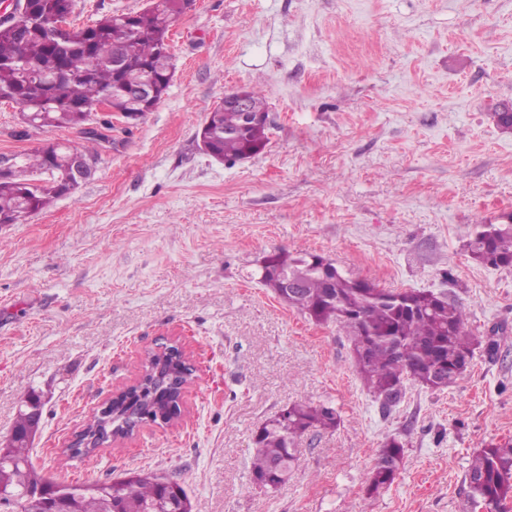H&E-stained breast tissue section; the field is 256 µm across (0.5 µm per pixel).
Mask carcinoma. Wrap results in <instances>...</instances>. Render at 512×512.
Wrapping results in <instances>:
<instances>
[{
    "instance_id": "1",
    "label": "carcinoma",
    "mask_w": 512,
    "mask_h": 512,
    "mask_svg": "<svg viewBox=\"0 0 512 512\" xmlns=\"http://www.w3.org/2000/svg\"><path fill=\"white\" fill-rule=\"evenodd\" d=\"M74 0H27L20 22H0V100L15 103L32 128H77L100 99L107 98L118 112L138 116L152 110L166 92L174 64L168 33L184 13L189 0H149L143 12L106 16L86 27H71L61 42L51 21L68 11ZM148 80L155 95L148 101L127 88ZM210 145L223 161L236 162L261 152L268 137L266 123H249L243 113L216 105L204 119ZM75 155H97L94 148L47 142L17 158L14 169L0 173V224H17L67 193L59 176ZM471 258L485 266L512 267V224H480L468 243ZM321 255L295 254L278 249L269 253L261 281L289 307L317 323H334L351 343L357 372L383 410L397 406L405 382L436 390L453 384L474 355L475 338L467 329L468 312L462 302L440 300L432 292L391 291L342 271L323 274L314 264ZM300 279L298 293L284 291L283 283ZM193 370L183 351L169 345L147 353L139 380L112 398L107 418L94 412L82 435L86 448L66 449L70 458L89 460L117 437L133 433L130 417L163 416L171 421L181 411L183 385ZM30 397L21 405L11 435L0 448V508L40 512L35 491L45 484L72 501L78 512H193L184 487L177 481L144 472L83 491L80 485L58 483L34 469L31 442L40 418L31 412ZM338 425V412L329 403H296L257 429L251 474L254 483L276 488L283 484L295 461L298 441L308 432ZM404 445L388 438L379 449L369 476L367 493L390 486L400 469ZM467 502H484L493 509L512 498V442L477 449L465 473Z\"/></svg>"
}]
</instances>
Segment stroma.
<instances>
[{"mask_svg":"<svg viewBox=\"0 0 512 512\" xmlns=\"http://www.w3.org/2000/svg\"><path fill=\"white\" fill-rule=\"evenodd\" d=\"M145 0H75L72 21ZM175 73L155 108L113 124L94 175L19 224H0V443L40 397L33 462L70 483L153 472L198 512H466L472 453L512 441V267L471 258L476 225L512 214V0H195L169 31ZM268 97L269 142L236 163L197 133L225 93ZM84 143L33 129L0 101V153ZM330 258L388 290L454 296L479 345L452 386L408 387L383 411L351 344L260 283L276 249ZM178 342L197 368L180 418L63 451L146 354ZM331 402L288 482L257 486L253 437L294 403ZM404 444L390 487L367 479ZM404 445L396 437L388 438L379 449L376 462L369 476L367 493L372 495L390 486L400 469Z\"/></svg>","mask_w":512,"mask_h":512,"instance_id":"35a3bbf8","label":"stroma"}]
</instances>
